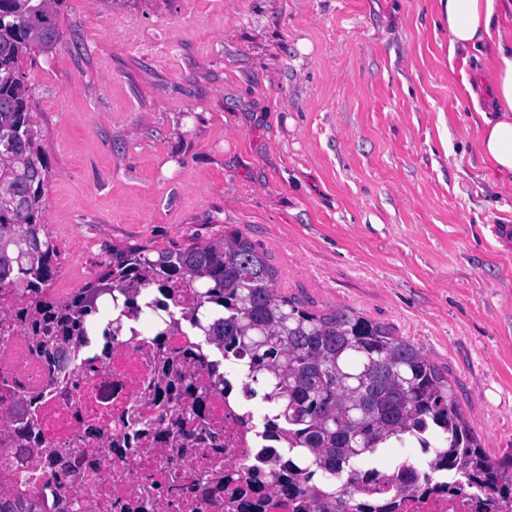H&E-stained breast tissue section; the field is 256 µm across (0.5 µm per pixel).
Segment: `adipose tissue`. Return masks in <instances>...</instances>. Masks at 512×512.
Returning a JSON list of instances; mask_svg holds the SVG:
<instances>
[{"mask_svg":"<svg viewBox=\"0 0 512 512\" xmlns=\"http://www.w3.org/2000/svg\"><path fill=\"white\" fill-rule=\"evenodd\" d=\"M439 5L451 49L496 47L489 63L496 115L483 120L479 150L495 173L512 175V18L502 14L501 0H439Z\"/></svg>","mask_w":512,"mask_h":512,"instance_id":"1","label":"adipose tissue"}]
</instances>
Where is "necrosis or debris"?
<instances>
[{"label":"necrosis or debris","instance_id":"4bbe7bcc","mask_svg":"<svg viewBox=\"0 0 512 512\" xmlns=\"http://www.w3.org/2000/svg\"><path fill=\"white\" fill-rule=\"evenodd\" d=\"M76 289L0 284V493L32 512H321L313 493L288 496L257 484L276 457L249 408L240 374L224 369L195 325L196 290L141 287L161 322L140 329L141 305H118L104 321L56 331L48 361L25 308L34 296L63 304ZM67 482L61 493L57 481ZM346 512H512L494 495L448 490L435 473L411 489L384 484L345 498Z\"/></svg>","mask_w":512,"mask_h":512}]
</instances>
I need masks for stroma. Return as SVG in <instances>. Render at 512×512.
Returning a JSON list of instances; mask_svg holds the SVG:
<instances>
[{
    "mask_svg": "<svg viewBox=\"0 0 512 512\" xmlns=\"http://www.w3.org/2000/svg\"><path fill=\"white\" fill-rule=\"evenodd\" d=\"M438 0H66L24 69L55 279L240 229L281 295L420 347L512 448V187Z\"/></svg>",
    "mask_w": 512,
    "mask_h": 512,
    "instance_id": "1",
    "label": "stroma"
}]
</instances>
